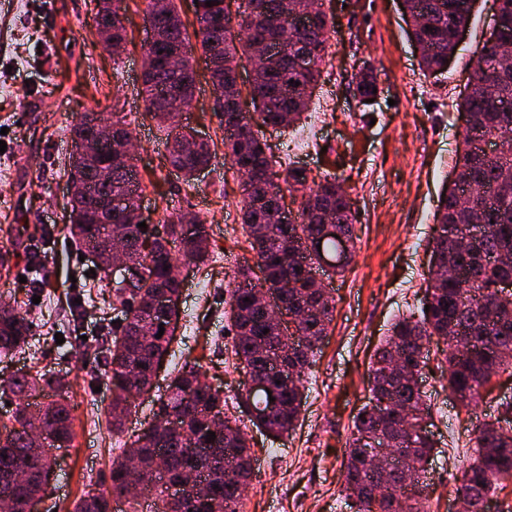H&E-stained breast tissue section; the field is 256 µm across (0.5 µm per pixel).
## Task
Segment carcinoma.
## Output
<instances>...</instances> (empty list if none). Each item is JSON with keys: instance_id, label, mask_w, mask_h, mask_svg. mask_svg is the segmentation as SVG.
<instances>
[{"instance_id": "1", "label": "carcinoma", "mask_w": 512, "mask_h": 512, "mask_svg": "<svg viewBox=\"0 0 512 512\" xmlns=\"http://www.w3.org/2000/svg\"><path fill=\"white\" fill-rule=\"evenodd\" d=\"M103 6L94 17L95 25L112 29V42L122 44L126 30L119 14L122 0H101ZM462 0H403L411 15V37L420 55L422 68L438 72L454 55L455 33L470 23L471 13L460 7ZM496 23L501 40L512 45V0H498ZM284 0H239L236 16L226 13L225 0H206L196 4V35L206 62L215 63L209 71L216 112L224 124V160L249 177L242 180L240 220L247 235L260 276H251L249 266L240 268L224 297V318L233 331L231 353L245 384L265 383L275 393L245 391L237 404L247 407L250 422L272 436L293 431L303 402L302 380L333 321L335 303L323 289L314 286L312 266L320 254L335 259L333 275L341 274L354 252L355 216L348 195L334 178L311 180L304 169L288 166L267 151V145L252 127L289 128L299 123L309 110L314 91L327 63L330 35L334 26L326 12L308 18L295 41L282 49L280 32L272 21L285 9ZM145 18L155 23L156 43L150 48L153 60L142 78L140 93L146 112L158 125L175 130L169 140L171 166L187 180L212 159L210 146L198 142L192 130H177L180 112L194 96L196 72L192 63L189 36L174 3L163 12L150 7ZM237 22H232V19ZM185 49L181 66L168 67L169 57ZM270 49L276 64L260 71L249 87L238 89V68L253 49ZM299 50L310 55V66L299 71L292 56ZM480 73L471 91L457 103L458 114L469 115L472 124L463 127L456 177L439 200L436 225L431 239L432 254L420 315L397 318L383 343L375 350L370 369L368 402L354 418L353 431L345 443L343 488L357 512H418L411 501L424 494L421 481L432 457L435 441L426 429L431 415L427 396L416 388L411 374L427 365L432 338L441 341L444 365L441 373L450 394L466 409L483 399L488 379L496 372L512 370V299H501L494 285L512 278V64L495 58L482 49ZM375 88L369 72L357 76L355 96L366 102ZM504 140L508 149L490 155L476 146L470 130ZM132 131L122 118L112 121V144L123 145ZM87 183L89 197H80L71 206L69 233L86 247L106 242L105 226H96L93 198L103 194L131 195L140 186L127 170H112V181L100 185L91 170L77 172ZM304 189L298 214L283 221L280 207L283 188ZM196 225L193 236L182 235L184 219ZM330 222L336 235L323 233ZM463 224H481V238L474 249L462 252L457 238ZM122 229L128 259L141 268L146 292L178 295L182 283L173 274L178 264L199 266L210 256L206 224L189 212L163 220V234L152 225L144 228L130 223L125 211L112 212V229ZM270 292L276 307L288 319L268 321L254 301V291ZM174 314L150 304L127 306L124 322L102 337L105 373L112 384V401L105 415L112 431L123 432L125 419L132 413L138 397L153 389L150 372L165 359L172 338L144 336L143 329L166 324ZM268 333H263V330ZM30 325L14 307H0V355L8 356L27 344ZM275 357L293 372L296 384L284 387L275 383L277 374L269 365ZM402 361L403 376L388 369L394 358ZM201 366L186 363L170 378L165 393L157 398L158 412H172L181 432L163 438L153 446L136 438L124 444L112 460L110 483L87 493L74 512H112V504L125 499L127 447L137 449L143 463L157 472V482L144 496L155 505L154 512H178L169 493L167 476L175 471L198 469V460L185 454L194 447L218 458L220 467L200 471L204 486L192 512H238L239 485L248 484L254 474L255 454L250 439L237 418L227 413L224 391H205L198 385ZM62 380L51 371L37 370L19 376L0 378V395L15 401L11 425L0 427V497L14 501V512H25L24 505L33 489L54 473L55 454L73 440L71 407L62 395ZM56 399L34 403L46 394ZM40 414L54 428L51 442L30 453L32 443L26 434L27 415ZM215 438H209V432ZM379 434L389 448H402L413 463L406 469L397 461L383 474L376 473L365 454L367 440ZM476 456L462 465L458 497L469 512H481L482 505L497 489L498 482L512 478V404L502 405L499 416L473 428ZM29 469L30 480L10 482L11 469Z\"/></svg>"}]
</instances>
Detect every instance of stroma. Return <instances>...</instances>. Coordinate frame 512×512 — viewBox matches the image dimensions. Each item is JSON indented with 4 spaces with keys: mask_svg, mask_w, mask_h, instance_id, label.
I'll list each match as a JSON object with an SVG mask.
<instances>
[{
    "mask_svg": "<svg viewBox=\"0 0 512 512\" xmlns=\"http://www.w3.org/2000/svg\"><path fill=\"white\" fill-rule=\"evenodd\" d=\"M323 3L335 18V32L311 108L322 110L326 101L331 108L323 110L320 124L284 132L266 128L261 136L280 155L309 134L310 148L298 162L312 176L342 181L356 211V257L343 275L326 282L334 317L307 372L295 431L273 439L247 429L256 462L240 512H351L342 492L344 445L369 395L371 355L395 315L420 308L434 214L443 187L454 178L463 131L456 103L496 9L495 0H480L447 71L435 76L419 65L400 0ZM146 6L147 0H124L127 44L116 57L96 36L95 0H0V128L8 130L0 154V169L8 172L0 180V247L12 254L0 266V304L21 305L32 327L22 350L0 356V375L37 367L65 380L75 432L69 447L56 452L44 512H73L84 494L104 489L113 448L133 441L155 409L150 398H139L118 436L104 415L110 391L98 346L118 315L111 288L93 272L91 260H80L66 230L72 128L81 113L113 114L129 123L149 224L190 211L209 228L211 256L184 279L181 325L159 387L189 361L200 362L205 380L226 396L242 390L245 381L235 368L222 302L234 272L254 262L240 224L239 180L224 163V127L195 38L190 45L196 91L181 123L203 136L216 157L190 180L168 164L166 132L146 117L139 94ZM365 66L378 88L367 105L354 94ZM59 333L64 343H57ZM442 348L430 343L422 375L437 441L427 512H451L460 467L473 453L470 428L489 419L497 401H512L509 370L492 377L476 409L459 412L438 369Z\"/></svg>",
    "mask_w": 512,
    "mask_h": 512,
    "instance_id": "stroma-1",
    "label": "stroma"
}]
</instances>
